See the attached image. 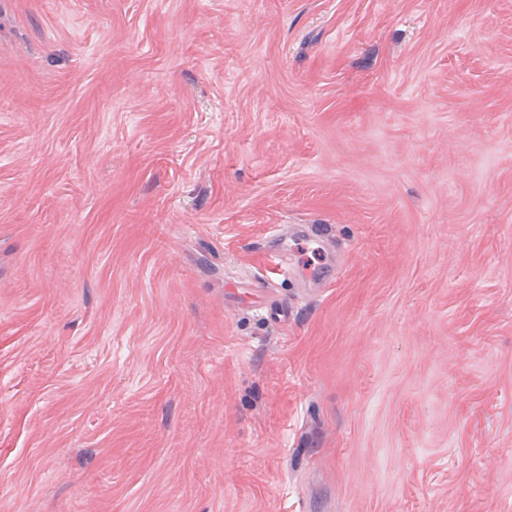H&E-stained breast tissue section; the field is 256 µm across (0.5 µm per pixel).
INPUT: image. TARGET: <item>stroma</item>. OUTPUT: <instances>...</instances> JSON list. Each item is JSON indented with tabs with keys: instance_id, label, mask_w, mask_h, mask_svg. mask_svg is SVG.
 I'll use <instances>...</instances> for the list:
<instances>
[{
	"instance_id": "obj_1",
	"label": "stroma",
	"mask_w": 512,
	"mask_h": 512,
	"mask_svg": "<svg viewBox=\"0 0 512 512\" xmlns=\"http://www.w3.org/2000/svg\"><path fill=\"white\" fill-rule=\"evenodd\" d=\"M0 512H512V0H0Z\"/></svg>"
}]
</instances>
